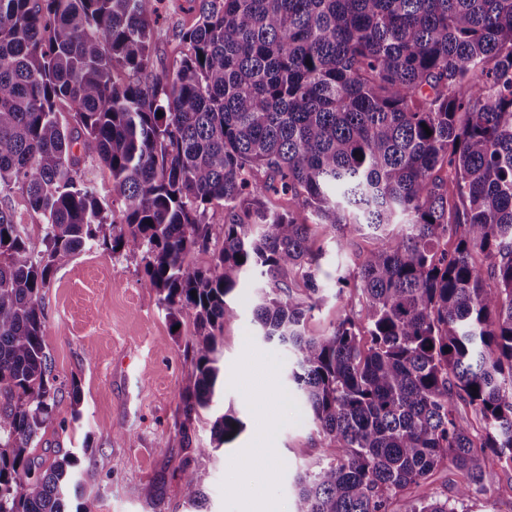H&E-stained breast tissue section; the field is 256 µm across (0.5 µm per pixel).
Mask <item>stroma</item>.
<instances>
[{
    "mask_svg": "<svg viewBox=\"0 0 512 512\" xmlns=\"http://www.w3.org/2000/svg\"><path fill=\"white\" fill-rule=\"evenodd\" d=\"M322 243V288L306 322L316 336L353 303L336 288V267H351L372 246L362 237L343 247L327 237ZM142 276L140 256L87 248L54 272L42 295L59 389L45 438L95 470L84 505L89 512H193L184 487L197 478L206 498L202 512H244L240 497L226 492L236 484L251 490L260 512H294L295 474L337 451L322 446L300 394L288 384L287 349L257 336L252 310L258 283L243 282L233 300L238 316L224 325L223 389L210 409L188 421L179 394L194 373L185 351L193 319L168 317ZM75 384L81 391L77 404L71 398ZM226 410L245 428L223 448L211 449L212 423ZM263 434L279 463L269 484L263 481L264 460L249 456ZM152 487L159 502L146 496Z\"/></svg>",
    "mask_w": 512,
    "mask_h": 512,
    "instance_id": "stroma-1",
    "label": "stroma"
}]
</instances>
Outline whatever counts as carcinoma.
<instances>
[{
  "mask_svg": "<svg viewBox=\"0 0 512 512\" xmlns=\"http://www.w3.org/2000/svg\"><path fill=\"white\" fill-rule=\"evenodd\" d=\"M185 2L159 72L166 0H0V194L43 223L37 251L0 204V512H90L73 501L95 471L34 449L58 393L42 292L94 245L141 256L168 317H193L188 420L224 384L230 296L260 281L258 336L294 354L288 383L342 454L296 476L294 512H395L413 486L402 512H458L512 471V0ZM316 227L374 240L336 276L357 306L319 336ZM243 429L216 417L212 449ZM447 463L452 498L433 492ZM170 6L166 21L163 22L164 30L170 28L166 36L160 38L157 44V71L172 70L182 57L183 45L178 39L172 37L171 28L178 27L187 29L195 22V15L186 10H181L178 6L184 5L183 0H174L167 2ZM83 180L86 185L95 188L98 195L109 203V209L112 210V199L107 196V190L110 182L108 170L103 168L96 161L88 160L83 169Z\"/></svg>",
  "mask_w": 512,
  "mask_h": 512,
  "instance_id": "cac0c4a2",
  "label": "carcinoma"
}]
</instances>
